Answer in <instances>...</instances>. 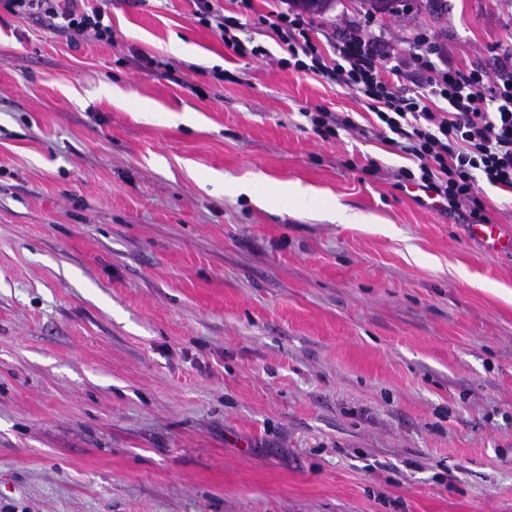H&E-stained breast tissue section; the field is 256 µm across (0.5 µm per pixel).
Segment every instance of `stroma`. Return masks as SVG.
I'll return each instance as SVG.
<instances>
[{"instance_id": "stroma-1", "label": "stroma", "mask_w": 512, "mask_h": 512, "mask_svg": "<svg viewBox=\"0 0 512 512\" xmlns=\"http://www.w3.org/2000/svg\"><path fill=\"white\" fill-rule=\"evenodd\" d=\"M272 3L219 0L259 60L191 0H110L75 46L0 6V507L512 512V252L398 187L394 146L313 131L374 116L288 66ZM442 4L372 17L405 84L419 28L488 71L512 39V0ZM258 177L321 196L227 189ZM195 6L193 16L198 18V23L204 24L212 28L224 42V46L241 57L252 56L257 59L263 58L264 47L257 45L248 48L239 37L238 33L243 31L244 23L240 19L232 15H224L218 9L214 8L211 0H193ZM215 22V26L211 25V21ZM315 112H306L305 117L310 122L313 131L323 140L339 137V130L348 131L358 128L354 118L349 113L329 112L322 107H316ZM256 181H261L264 184L263 191L256 185ZM233 190L236 194L244 193L257 203L288 201L298 207L306 206L319 196L316 190L304 186L300 182L280 183L269 178L237 183L233 186Z\"/></svg>"}]
</instances>
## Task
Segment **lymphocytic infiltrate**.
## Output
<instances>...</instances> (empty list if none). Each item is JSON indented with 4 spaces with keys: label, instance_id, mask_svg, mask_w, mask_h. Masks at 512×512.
<instances>
[{
    "label": "lymphocytic infiltrate",
    "instance_id": "1",
    "mask_svg": "<svg viewBox=\"0 0 512 512\" xmlns=\"http://www.w3.org/2000/svg\"><path fill=\"white\" fill-rule=\"evenodd\" d=\"M201 24H213L226 48L241 57H263L262 46L247 47L238 17L221 13L211 0H193ZM9 12L47 20L67 39L85 35L111 42L112 20L83 0H0ZM299 71L313 73L362 95L375 114L378 136L409 156L401 180L438 198L443 209L465 223H487L481 184L512 193V47L504 46L494 72L447 64L438 36L418 34L411 47L425 83L403 87L401 66L380 40L371 38L369 13L349 20L334 40L321 42L312 22L290 10L257 15Z\"/></svg>",
    "mask_w": 512,
    "mask_h": 512
}]
</instances>
